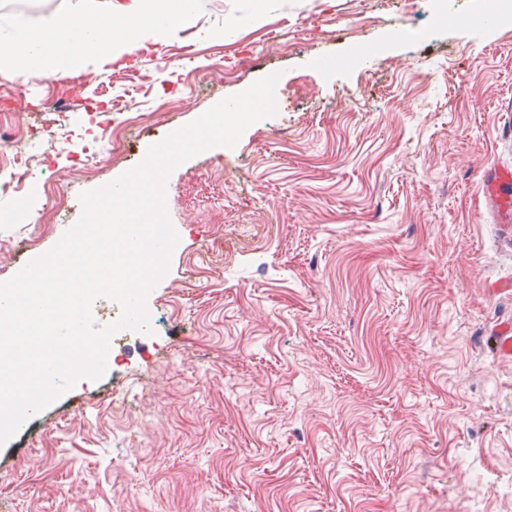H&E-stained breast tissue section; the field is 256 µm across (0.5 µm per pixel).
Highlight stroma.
Instances as JSON below:
<instances>
[{
	"label": "stroma",
	"instance_id": "35a3bbf8",
	"mask_svg": "<svg viewBox=\"0 0 512 512\" xmlns=\"http://www.w3.org/2000/svg\"><path fill=\"white\" fill-rule=\"evenodd\" d=\"M253 0H207L163 51L93 77L0 79V128L46 155L31 194L0 197V281L14 242L47 253L86 191L256 80L282 108L234 149L181 163L165 206L178 241L147 297L155 332L112 341L0 447L11 512H512V233L486 209L512 166V17L439 26L431 0H267L234 43L212 27ZM421 30L394 38L393 26ZM381 52L353 59L357 44ZM138 112L129 159H71L91 103ZM62 110L53 141L34 113ZM67 197L46 205L44 186ZM495 352L504 358L512 359V322L503 321L494 328L491 336Z\"/></svg>",
	"mask_w": 512,
	"mask_h": 512
}]
</instances>
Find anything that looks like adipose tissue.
I'll list each match as a JSON object with an SVG mask.
<instances>
[{
  "label": "adipose tissue",
  "instance_id": "1",
  "mask_svg": "<svg viewBox=\"0 0 512 512\" xmlns=\"http://www.w3.org/2000/svg\"><path fill=\"white\" fill-rule=\"evenodd\" d=\"M202 0H77L75 6L0 14V79L35 84L164 47L193 25Z\"/></svg>",
  "mask_w": 512,
  "mask_h": 512
}]
</instances>
